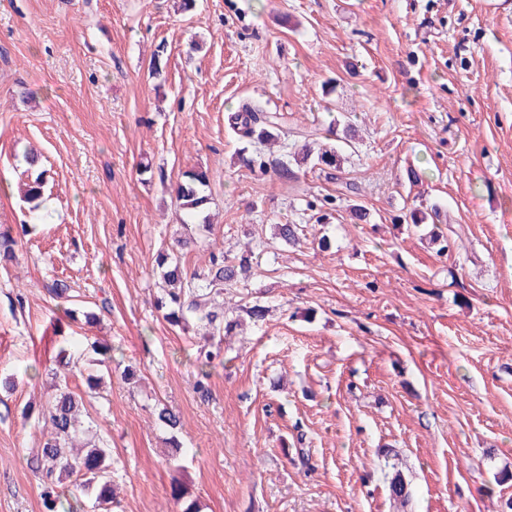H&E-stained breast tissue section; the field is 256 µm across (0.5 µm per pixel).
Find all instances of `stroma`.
<instances>
[{
  "label": "stroma",
  "instance_id": "1",
  "mask_svg": "<svg viewBox=\"0 0 512 512\" xmlns=\"http://www.w3.org/2000/svg\"><path fill=\"white\" fill-rule=\"evenodd\" d=\"M253 100L289 151L337 146L339 168L242 167L229 117ZM27 149L45 203L0 268V376L17 378L0 389V512H43V428L22 410L75 333L139 376L113 370L87 408L114 512H181L160 401L200 512H512V0H0V229L31 223ZM192 168L228 256L305 227L225 290L227 315L269 313L226 338L205 399L196 338L154 308ZM54 278L97 324L57 310Z\"/></svg>",
  "mask_w": 512,
  "mask_h": 512
}]
</instances>
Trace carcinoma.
Masks as SVG:
<instances>
[{"label":"carcinoma","instance_id":"1","mask_svg":"<svg viewBox=\"0 0 512 512\" xmlns=\"http://www.w3.org/2000/svg\"><path fill=\"white\" fill-rule=\"evenodd\" d=\"M232 127L247 141L239 154L242 165L264 171L268 161L264 158L263 148L270 147L288 132L283 130L277 114L263 110L258 104L246 103L239 112L231 116ZM44 173L26 184L25 198L31 203L32 220H37L39 200L43 196ZM209 177L202 169L183 173V179L175 189L176 201L184 214V236L176 240L175 247L157 255L156 264L160 270V279L164 283L161 295L156 299L155 307L162 318L170 325L185 333H194L205 329L201 336L202 344L195 353L197 367L196 392L208 397V385L215 368V362L224 360V335L231 332L235 321L224 316V304L212 308L208 304L215 297L224 295V287L236 285L246 280L251 272L254 252L250 251L238 257L230 258L224 253H211L209 265L202 273H189L182 263V251L194 247L212 233L213 225L208 219L196 224L194 220L208 203L205 188ZM298 224L274 225V238L290 245L299 240ZM17 239L8 229L0 231V266L16 260ZM50 298L57 302L68 317H74V310L66 307L75 298V290L64 279H54L45 285ZM84 336H75L60 348L54 357L55 368L52 375L57 383L53 384V393L38 412L44 421L46 433L39 448L30 461L31 470L43 487L44 512H112L115 500L112 483V457L108 441L93 432L92 426L85 425L82 413L86 405L99 395L103 376L99 367L112 364L111 350L105 346L95 348L99 358L87 363L81 357ZM78 373L84 380V389L76 393L61 383ZM160 425L176 430L180 427V417L167 406L155 410ZM181 445L172 441V453L169 456L171 472V496L183 503L182 512H199L194 500L186 499L187 490L181 479L182 465L179 464ZM76 477L80 489L90 496L91 505H86L74 493L58 492L63 481ZM390 497L400 507L409 502L407 486L402 473L393 471L389 478Z\"/></svg>","mask_w":512,"mask_h":512}]
</instances>
